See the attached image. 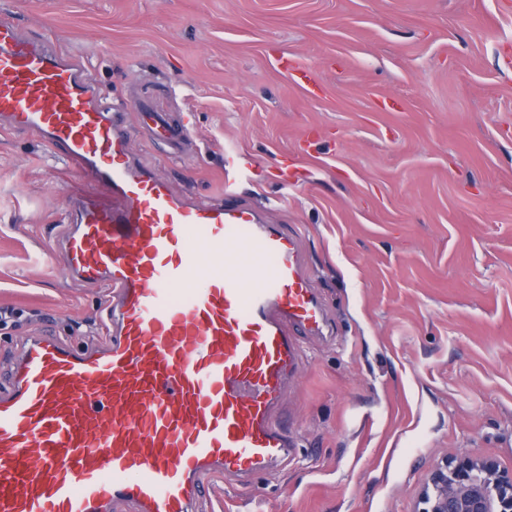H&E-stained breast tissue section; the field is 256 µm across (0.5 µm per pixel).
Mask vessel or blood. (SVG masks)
<instances>
[{
	"mask_svg": "<svg viewBox=\"0 0 512 512\" xmlns=\"http://www.w3.org/2000/svg\"><path fill=\"white\" fill-rule=\"evenodd\" d=\"M144 124L173 151L191 131ZM107 185L57 243L73 278L112 290L104 346L31 336L0 387V512H197L209 479L283 467L300 337L334 328L299 234L260 210L174 192L129 148L123 112L44 36L0 17V119Z\"/></svg>",
	"mask_w": 512,
	"mask_h": 512,
	"instance_id": "vessel-or-blood-1",
	"label": "vessel or blood"
}]
</instances>
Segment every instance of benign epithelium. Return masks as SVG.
Here are the masks:
<instances>
[{"instance_id": "obj_1", "label": "benign epithelium", "mask_w": 512, "mask_h": 512, "mask_svg": "<svg viewBox=\"0 0 512 512\" xmlns=\"http://www.w3.org/2000/svg\"><path fill=\"white\" fill-rule=\"evenodd\" d=\"M419 512H512V473L487 458L444 460L421 492Z\"/></svg>"}]
</instances>
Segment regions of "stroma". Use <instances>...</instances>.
<instances>
[{
	"instance_id": "obj_1",
	"label": "stroma",
	"mask_w": 512,
	"mask_h": 512,
	"mask_svg": "<svg viewBox=\"0 0 512 512\" xmlns=\"http://www.w3.org/2000/svg\"><path fill=\"white\" fill-rule=\"evenodd\" d=\"M110 103L174 191L263 208L297 231L336 326L302 338L299 448L199 512H414L435 463L512 471V0H0ZM309 70V91L279 65ZM190 114L186 157L139 120ZM104 186L0 126V370L51 325L99 342L107 291L53 238Z\"/></svg>"
}]
</instances>
